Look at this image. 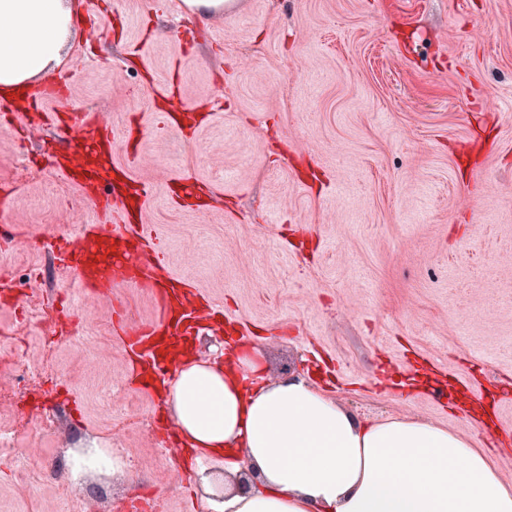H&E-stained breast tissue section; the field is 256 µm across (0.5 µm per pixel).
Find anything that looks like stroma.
<instances>
[{"label": "stroma", "instance_id": "stroma-1", "mask_svg": "<svg viewBox=\"0 0 512 512\" xmlns=\"http://www.w3.org/2000/svg\"><path fill=\"white\" fill-rule=\"evenodd\" d=\"M82 21L48 77L49 112H106L111 163L145 186L144 221L172 274L225 329L190 358L259 345L270 378L310 372L369 420L420 418L489 449L512 484V0H233L226 17L180 0H78ZM36 113L0 112V329L16 365L45 370L46 410L23 443L37 490L0 461V512H113L151 482L161 512H204L172 483L117 318L151 323V289L116 283L95 309L55 236L102 218L44 152ZM77 211L78 225L64 224ZM61 304L49 340L33 310ZM119 445L124 471L74 486L65 463Z\"/></svg>", "mask_w": 512, "mask_h": 512}]
</instances>
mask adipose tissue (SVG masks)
<instances>
[{
  "instance_id": "obj_1",
  "label": "adipose tissue",
  "mask_w": 512,
  "mask_h": 512,
  "mask_svg": "<svg viewBox=\"0 0 512 512\" xmlns=\"http://www.w3.org/2000/svg\"><path fill=\"white\" fill-rule=\"evenodd\" d=\"M78 21L74 0H0V95L25 97L55 70ZM167 392L207 512H512V485L466 437L356 417L305 375L269 380L256 347L184 361Z\"/></svg>"
}]
</instances>
